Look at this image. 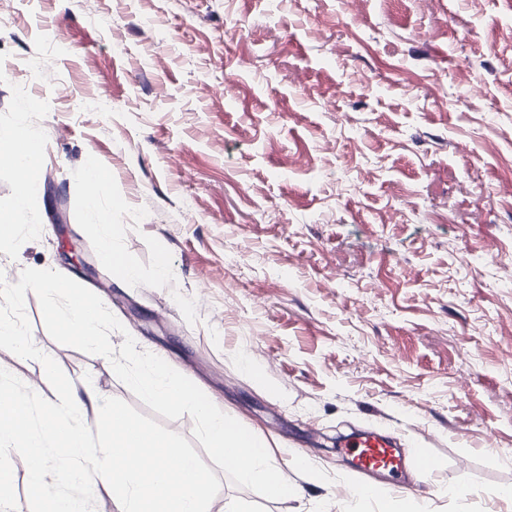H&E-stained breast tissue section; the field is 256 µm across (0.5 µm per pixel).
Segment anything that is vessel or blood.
Masks as SVG:
<instances>
[{
	"label": "vessel or blood",
	"mask_w": 512,
	"mask_h": 512,
	"mask_svg": "<svg viewBox=\"0 0 512 512\" xmlns=\"http://www.w3.org/2000/svg\"><path fill=\"white\" fill-rule=\"evenodd\" d=\"M340 451L348 457L352 470L361 475L397 477L405 466V455L392 440L376 433L350 436Z\"/></svg>",
	"instance_id": "b4317fda"
}]
</instances>
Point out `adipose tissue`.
<instances>
[{
	"label": "adipose tissue",
	"mask_w": 512,
	"mask_h": 512,
	"mask_svg": "<svg viewBox=\"0 0 512 512\" xmlns=\"http://www.w3.org/2000/svg\"><path fill=\"white\" fill-rule=\"evenodd\" d=\"M42 142L23 126L0 125V160L10 162L20 175V187L9 215L0 214V243L16 239L15 222L25 216L40 191Z\"/></svg>",
	"instance_id": "1"
}]
</instances>
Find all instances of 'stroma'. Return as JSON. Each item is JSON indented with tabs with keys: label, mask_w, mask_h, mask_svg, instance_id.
<instances>
[{
	"label": "stroma",
	"mask_w": 512,
	"mask_h": 512,
	"mask_svg": "<svg viewBox=\"0 0 512 512\" xmlns=\"http://www.w3.org/2000/svg\"><path fill=\"white\" fill-rule=\"evenodd\" d=\"M102 87L112 111L72 108ZM18 120L43 144V231L0 246L7 282L94 292L113 345L259 430L300 490L220 470L213 512H512V0H0V123ZM92 159L135 279L99 261ZM25 313L74 386L151 416L49 335L37 296ZM365 429L436 471L356 504L336 443ZM86 203L88 208L95 210L104 197L112 194V187L105 177V171L95 160H89L85 170Z\"/></svg>",
	"instance_id": "35a3bbf8"
}]
</instances>
